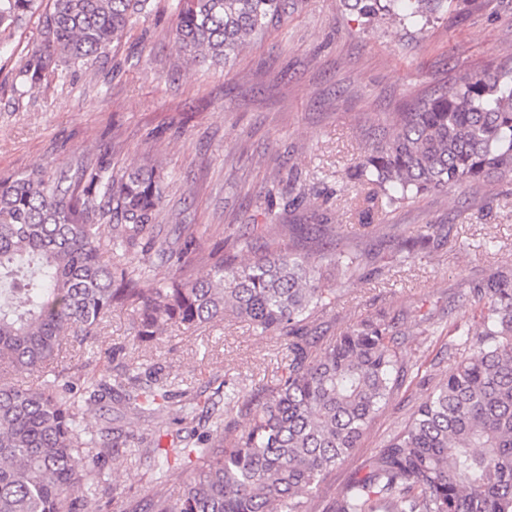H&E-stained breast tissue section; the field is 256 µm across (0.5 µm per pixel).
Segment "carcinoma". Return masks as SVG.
Wrapping results in <instances>:
<instances>
[{
  "instance_id": "cac0c4a2",
  "label": "carcinoma",
  "mask_w": 512,
  "mask_h": 512,
  "mask_svg": "<svg viewBox=\"0 0 512 512\" xmlns=\"http://www.w3.org/2000/svg\"><path fill=\"white\" fill-rule=\"evenodd\" d=\"M366 19L423 31L448 0H343ZM300 0H177L175 42L188 60L227 64L298 10ZM37 0H0V32ZM148 0H50L40 40L19 71L35 88L48 70L87 62L130 30ZM512 175V68L464 73L396 113L389 139L354 165L359 228L376 213L453 186ZM158 169L112 171L108 153L85 155L73 174L0 175V512H87L99 488L112 497V428L85 416L115 390L137 418L184 425L132 463L153 460L141 512H313L319 488L360 447L398 393L407 366L395 318L380 312L320 342L312 324L357 277L365 254L301 246L302 225L225 230L209 252L204 232L181 224L159 238ZM174 267L161 274L154 257ZM205 266L194 277L186 268ZM482 331L427 391L328 512H512V268L470 289ZM130 313L131 347L228 315L279 337L287 364L242 394L223 382L201 402L170 377L143 379L132 361L109 385L81 366L56 369L63 341L95 347L112 310ZM25 372L28 382L16 380ZM209 430L196 435L198 411ZM249 417L245 432L234 415ZM94 466L85 467L86 459Z\"/></svg>"
}]
</instances>
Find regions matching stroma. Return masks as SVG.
<instances>
[{
  "label": "stroma",
  "instance_id": "1",
  "mask_svg": "<svg viewBox=\"0 0 512 512\" xmlns=\"http://www.w3.org/2000/svg\"><path fill=\"white\" fill-rule=\"evenodd\" d=\"M174 0H150L121 42L90 62L67 64L35 89L17 78L40 38L43 13L0 33V174L73 168L78 157L111 152L114 169L159 165L165 177L161 234L199 224L210 250L227 225L301 224L332 208V237L309 233L307 246L365 251L366 264L316 323L337 336L383 311L399 318L408 363L443 379L464 339L460 297L502 265H512V177L478 188L429 193L359 236L352 227L349 173L369 144L387 137L403 104L450 86L460 71L512 67V0H452L448 12L417 33L368 26L342 0H303L287 26L250 44L228 66L187 61L175 43ZM300 206L286 208L288 199ZM436 224V243L401 260V243ZM141 362L183 378L201 396L224 380L247 386L275 377L285 352L246 321L170 332L143 350ZM425 391L403 386L369 428L356 455L322 486L319 506L404 424ZM97 428L139 434L135 419L106 397L88 416ZM112 456V480L126 496L100 493V512H134L146 477Z\"/></svg>",
  "mask_w": 512,
  "mask_h": 512
}]
</instances>
